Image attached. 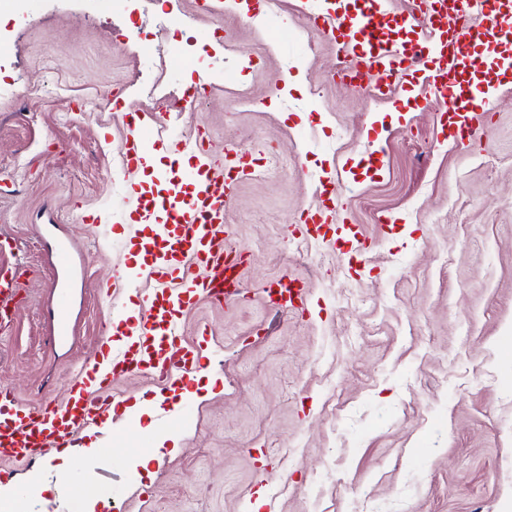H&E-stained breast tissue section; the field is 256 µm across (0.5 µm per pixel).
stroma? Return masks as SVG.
I'll use <instances>...</instances> for the list:
<instances>
[{
  "label": "stroma",
  "mask_w": 512,
  "mask_h": 512,
  "mask_svg": "<svg viewBox=\"0 0 512 512\" xmlns=\"http://www.w3.org/2000/svg\"><path fill=\"white\" fill-rule=\"evenodd\" d=\"M323 7L0 0V236L34 271L0 331V386L25 403L62 399L100 354L111 296L135 304L152 289L130 274L147 232L123 208L139 173L121 163L124 113L99 101L202 131L219 159L230 144L286 161L226 200L247 250L242 293L183 314L203 355L188 384L113 383L110 428L74 438L109 460L62 470L52 449L13 464L12 487L41 488L22 512H70L88 487L110 512H512V82L473 137L449 139L422 78L385 100L336 78L347 56L307 23ZM186 98L194 111H180ZM332 199L369 240L357 261L297 246L307 209ZM45 224L76 245L64 345L47 343ZM288 271L306 280V313L268 306L265 285ZM164 436L177 443L155 457Z\"/></svg>",
  "instance_id": "35a3bbf8"
}]
</instances>
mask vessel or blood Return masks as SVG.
Returning a JSON list of instances; mask_svg holds the SVG:
<instances>
[{
	"label": "vessel or blood",
	"mask_w": 512,
	"mask_h": 512,
	"mask_svg": "<svg viewBox=\"0 0 512 512\" xmlns=\"http://www.w3.org/2000/svg\"><path fill=\"white\" fill-rule=\"evenodd\" d=\"M439 9H427L423 17L407 16L402 23L415 29L412 49L416 59L430 58L428 74L433 95L451 98L454 108L449 126L469 131L482 123L485 113L475 90L491 83L499 71L512 69V55L499 58L487 70L472 69L476 48L493 41L512 46V0H439ZM386 0H330L321 17L324 28L342 49L351 52L354 65L350 76L366 84L370 95H386L392 85L406 76L405 59L384 32ZM155 131L147 125L130 128L125 138L122 162L140 165ZM172 153H192L194 164L185 177L162 178L163 195L154 200L133 191L127 203L140 221L173 225L175 241L169 257L149 265L146 272L154 282L153 291L138 306L132 327L125 332L119 352L106 362L96 363L73 381L63 400L37 405L22 403L9 388H0V460L33 463L41 459L48 445H73L75 435L90 426L105 424L112 410L108 389L113 379L144 374L160 385L184 382L198 356L180 333L181 316L193 300L206 298L228 304L239 288L224 285L227 272L238 271L243 251L231 247L233 228L224 222L227 192L236 178L248 174L239 151L225 147L223 160L213 158L203 140L188 141L166 135ZM335 207L308 211L304 235L326 239ZM51 252L57 277L53 283L56 323L53 342L70 341L74 329L70 320L71 274L75 246L66 235L51 234ZM200 274H191V267ZM19 273L0 275V313L8 314L19 292ZM305 284L286 275L277 280L267 296L271 307L291 312L306 301Z\"/></svg>",
	"instance_id": "1"
}]
</instances>
